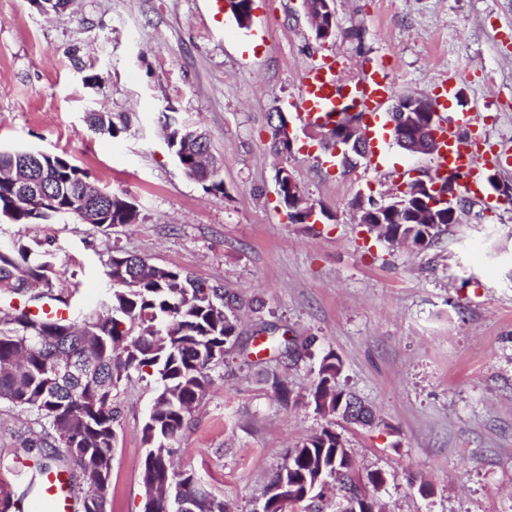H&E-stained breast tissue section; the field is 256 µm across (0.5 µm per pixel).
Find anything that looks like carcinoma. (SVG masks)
Here are the masks:
<instances>
[{"instance_id": "1", "label": "carcinoma", "mask_w": 512, "mask_h": 512, "mask_svg": "<svg viewBox=\"0 0 512 512\" xmlns=\"http://www.w3.org/2000/svg\"><path fill=\"white\" fill-rule=\"evenodd\" d=\"M90 126L115 136L120 128L108 112H92ZM172 132L179 133L181 168L202 164L210 177L199 181L208 192H224L221 166L197 141L195 130L167 117ZM122 194L110 189L98 194L90 175L59 155L32 157L27 150H0V216L15 224H42L66 215L82 203L92 204L101 229L112 224L137 223L139 212L124 209ZM413 206L402 210L393 223L387 212L372 214L384 225L369 231L393 243H433L442 224H419ZM53 265L48 254L35 255L23 246L0 250V288L24 292L39 285L45 291L31 296L62 301L52 294ZM106 276L112 292L89 310L67 319L33 315L26 309L0 308V401L36 415L42 431L29 446L44 448L38 473L69 471L81 512H107L112 478L114 424L118 410L112 406V389L131 374L146 375L154 385V405L160 413L147 416L142 427L146 452L141 467L143 487L170 489L166 512H224V499L205 490L197 474L175 465L174 444L211 385L208 371L224 363V355L238 341L236 311L239 302L219 283L197 281L182 271L120 254L111 257ZM268 347L291 357L295 343L275 335L266 325ZM66 355L95 366V380L81 373L58 378L51 371L55 357ZM341 362L326 353L318 367V382L311 393L315 410L340 417L359 401L339 384ZM339 487L360 496L381 478L363 477L355 468L335 432L324 429L290 449L274 478L288 483L312 479L317 468Z\"/></svg>"}]
</instances>
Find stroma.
<instances>
[{
	"label": "stroma",
	"instance_id": "35a3bbf8",
	"mask_svg": "<svg viewBox=\"0 0 512 512\" xmlns=\"http://www.w3.org/2000/svg\"><path fill=\"white\" fill-rule=\"evenodd\" d=\"M342 29L362 44L315 40L301 0H253L239 27L220 0H69L46 11L0 0V150L61 155L139 211L103 231L60 218L0 220V243L50 253L71 310L106 291L112 255L220 280L249 303L240 336L210 370L212 384L175 445L176 458L224 500L253 512L288 448L328 428L356 468L382 472L387 512H512V203L496 188L436 242L409 250L359 224L358 198L405 189L400 172H435L378 134L379 168L325 162L316 128L297 109L300 74L324 52L345 75L385 67L396 95L419 93L448 113L477 111L479 135L512 144V0H335ZM98 76L95 84L86 83ZM111 113L116 136L92 131L90 112ZM287 116L292 152L271 147V113ZM199 127L223 164L224 190L182 172L162 132L164 115ZM327 210L294 224L281 210L276 174ZM277 326L314 338L279 361L256 332ZM335 353L338 381L369 404L362 428L317 413L308 394L319 362ZM291 395L281 402L263 372ZM134 375L113 392L119 411L108 512H144L141 429L153 404ZM33 414L0 402V492L30 505L38 451L25 448ZM434 492L421 496L419 483Z\"/></svg>",
	"mask_w": 512,
	"mask_h": 512
}]
</instances>
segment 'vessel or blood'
<instances>
[{"label":"vessel or blood","mask_w":512,"mask_h":512,"mask_svg":"<svg viewBox=\"0 0 512 512\" xmlns=\"http://www.w3.org/2000/svg\"><path fill=\"white\" fill-rule=\"evenodd\" d=\"M393 92L385 73L367 70L354 77H343L335 56L322 55L320 61L305 68L300 76L299 105L308 122L322 126L335 119L338 106L352 105L362 112L366 127H374L378 110ZM476 116L463 114L453 120H441L436 132L438 171L459 175L465 194L477 197L486 168L500 158V148H483L481 139L465 135ZM43 494L50 512H71L74 493L64 473H49L43 479Z\"/></svg>","instance_id":"vessel-or-blood-1"}]
</instances>
